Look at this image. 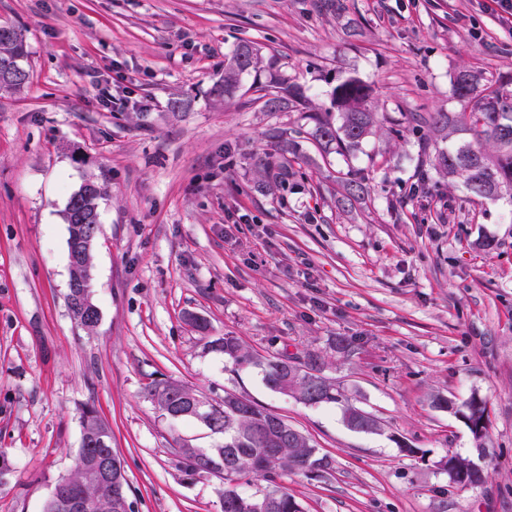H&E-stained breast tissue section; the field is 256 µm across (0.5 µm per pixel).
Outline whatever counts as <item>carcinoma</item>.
<instances>
[{
    "label": "carcinoma",
    "mask_w": 512,
    "mask_h": 512,
    "mask_svg": "<svg viewBox=\"0 0 512 512\" xmlns=\"http://www.w3.org/2000/svg\"><path fill=\"white\" fill-rule=\"evenodd\" d=\"M9 57L20 66L28 58L27 44L19 28L9 25L0 28V59ZM262 63L259 48L250 41L236 45L224 60V76L215 87L218 96L228 95L238 87L240 76L256 69ZM29 73L0 72V90L20 93L26 87ZM453 93L465 103L462 112L436 111L425 115L390 121L387 135L402 137V123H414L412 129L421 133L420 159L412 188L425 194L429 190V169L448 177V182L462 179L470 196L478 200L496 201L504 196L512 200V79L490 80L481 71L462 67L453 77ZM263 92V109L274 114L289 108L290 103H301L304 95L299 85L281 77ZM313 126L300 124L295 128L274 127L268 138L274 152L257 157L256 166L264 173L272 169L270 158L279 159L278 167L288 171L290 159L306 153V145H313L326 158L332 154L348 156L363 140L380 126L372 89L359 78L348 76L340 80L331 94L330 107L309 115ZM368 175L361 169L347 166V171L336 177V194L344 207H351L367 193ZM101 188L89 194L84 187L73 192L65 206L64 219L68 224V240L85 234L99 215ZM205 349L224 354L238 368L262 367L265 384L282 395L296 389L299 381L290 385L283 382L284 364L291 362L302 372L318 381V404L334 403L340 393L336 384L323 373L322 358L309 353L300 359L282 355L263 360L234 336H211ZM145 398L169 418L173 413L186 411L192 397V388L170 379H154L144 388ZM285 428L287 421L279 415L250 400L224 394V404L209 405L204 424L215 434L224 435V444L200 449L180 446L178 467L188 476L200 473L215 474L223 480L221 512H302L300 504L288 490L276 483L283 472L302 471L323 475L331 470V461L320 453L304 435L288 445L276 442L275 420ZM106 424L95 404L82 410L83 429ZM119 482L97 483L88 475V466H77L67 480L97 503V512H134L129 501V484L124 466L118 456ZM264 480L268 488L259 495L243 496L233 486L241 478Z\"/></svg>",
    "instance_id": "obj_1"
}]
</instances>
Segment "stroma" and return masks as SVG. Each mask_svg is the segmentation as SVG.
I'll return each instance as SVG.
<instances>
[{
	"label": "stroma",
	"instance_id": "obj_1",
	"mask_svg": "<svg viewBox=\"0 0 512 512\" xmlns=\"http://www.w3.org/2000/svg\"><path fill=\"white\" fill-rule=\"evenodd\" d=\"M341 3L0 0V23L25 31L30 70L22 94H0V512H42L75 467L89 403L112 429L135 512H220L221 478L185 475L176 456L222 438L162 416L143 397L155 378L212 403L236 393L305 434L332 469L280 475L303 512H512V200L470 198L435 174L433 199L404 201L419 156L410 131L372 135L348 161L370 173L354 209L334 197L332 175L348 163L335 155L294 162L267 192L256 158L270 129L300 114L254 99L275 74L326 105L354 76L392 119L459 112L462 66L512 77V26L492 0ZM242 40L278 62L217 100L224 55ZM176 98L188 110L172 113ZM88 179L106 192L90 329L67 308L63 216ZM209 335L264 358L318 354L343 397L298 403L261 368L206 350ZM340 337L348 355L333 349ZM474 395L487 405L481 451L433 403ZM350 406L379 431L347 427ZM451 455L479 465L482 483L455 484Z\"/></svg>",
	"mask_w": 512,
	"mask_h": 512
}]
</instances>
